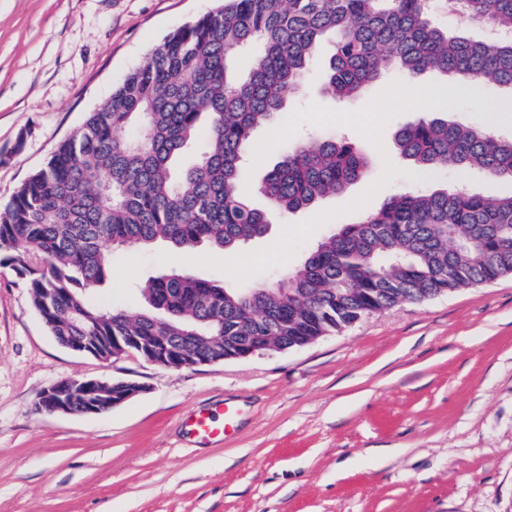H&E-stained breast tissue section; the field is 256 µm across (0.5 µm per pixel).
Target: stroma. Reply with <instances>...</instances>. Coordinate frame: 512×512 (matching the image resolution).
<instances>
[{"mask_svg": "<svg viewBox=\"0 0 512 512\" xmlns=\"http://www.w3.org/2000/svg\"><path fill=\"white\" fill-rule=\"evenodd\" d=\"M223 3L0 0V204L154 44ZM333 52L323 41L300 90L254 131L241 191L265 207L266 171L288 146L324 137L353 142L370 174L272 215L266 234L235 252L113 251L97 300L138 314V283L169 269L273 284L393 194L512 195L510 180L424 170L395 146L425 113L474 128L501 117L512 133V87L437 70L409 80L392 68L338 102L323 92ZM409 81L419 97L391 99ZM367 100L374 115L362 110ZM72 377L144 391L99 415L36 411L48 386ZM219 402L237 412L232 432L194 443L185 417ZM0 512H512V275L371 314L298 350L165 370L133 353L101 361L61 347L24 280L0 264Z\"/></svg>", "mask_w": 512, "mask_h": 512, "instance_id": "stroma-1", "label": "stroma"}]
</instances>
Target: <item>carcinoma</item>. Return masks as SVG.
Returning <instances> with one entry per match:
<instances>
[{
    "label": "carcinoma",
    "instance_id": "obj_1",
    "mask_svg": "<svg viewBox=\"0 0 512 512\" xmlns=\"http://www.w3.org/2000/svg\"><path fill=\"white\" fill-rule=\"evenodd\" d=\"M452 3L505 36L472 41L441 30L428 0H225L152 48L0 205V264L25 280L50 335L84 342L106 361L114 337L154 336L189 367L221 362L237 343L299 347L370 314L511 275L512 195L443 188L387 197L273 285L240 288L171 269L144 282L147 309L134 316L88 300L114 248L240 249L266 233L272 214L311 207L367 175L352 142L318 139L289 148L267 172L259 186L267 208L239 188L254 130L283 110L323 37H335L328 91L341 99L391 65L409 78L436 69L512 87V0ZM203 126L193 164L177 170ZM395 144L425 170L512 181V141L491 127L428 115L399 130Z\"/></svg>",
    "mask_w": 512,
    "mask_h": 512
}]
</instances>
